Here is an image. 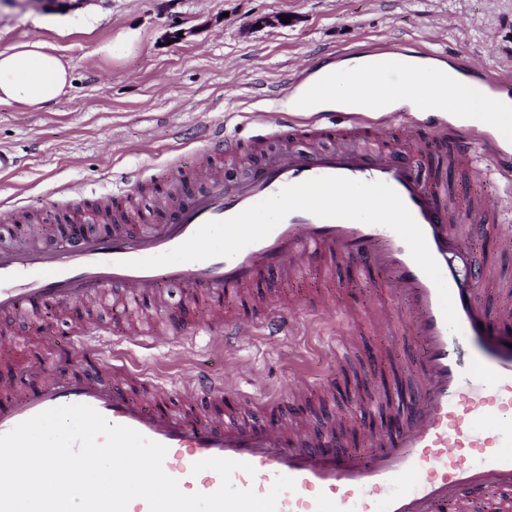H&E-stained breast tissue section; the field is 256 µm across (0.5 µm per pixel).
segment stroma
<instances>
[{
    "label": "stroma",
    "instance_id": "stroma-1",
    "mask_svg": "<svg viewBox=\"0 0 512 512\" xmlns=\"http://www.w3.org/2000/svg\"><path fill=\"white\" fill-rule=\"evenodd\" d=\"M276 14L289 16V24L258 25V18ZM31 40L55 47L69 66L71 85L43 108L0 103V149L16 159L0 172V205H21L33 218L29 224L0 221L1 248L22 247L33 233L58 245V228L67 219L97 231L88 218L122 170L140 179L124 223H153L151 187L168 177L170 159H177L185 186L196 187L198 152L213 130L240 139L256 134L253 115L286 108L306 93L317 69L378 45L469 69L473 80L512 98V0H88L67 12L49 9L45 0H0V49ZM307 118L289 112L265 150L245 149L225 162V185L264 164ZM467 131L470 160L452 165L437 156L432 163L458 207L482 195L503 201L494 223L463 229V245L485 274L480 299L492 313L512 303V254L495 245L499 232L512 228V178L485 153L496 146L494 136L477 124ZM256 292L282 305L302 300L290 312L293 331L261 335L232 350L214 348L203 332L216 311L233 317L245 310L234 296L217 308L167 286L163 307L153 315L96 297L82 307L110 329L142 322L162 331L186 324L202 332L185 355L104 343L101 369L121 359L132 371L173 385L203 370L223 378L228 390L258 399L286 390L301 374L309 388L307 414L333 421L350 448L368 450L361 424L387 425V404L413 385L408 364L416 352L405 301L377 288L374 279L352 278L338 257L305 266L288 280L267 274ZM377 309L389 316L386 329L371 323ZM75 334L73 324L44 308L16 326L12 343H0V368L36 384L39 360L71 352Z\"/></svg>",
    "mask_w": 512,
    "mask_h": 512
}]
</instances>
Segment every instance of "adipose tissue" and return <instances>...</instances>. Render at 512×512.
Returning a JSON list of instances; mask_svg holds the SVG:
<instances>
[{"instance_id": "ef3b65f1", "label": "adipose tissue", "mask_w": 512, "mask_h": 512, "mask_svg": "<svg viewBox=\"0 0 512 512\" xmlns=\"http://www.w3.org/2000/svg\"><path fill=\"white\" fill-rule=\"evenodd\" d=\"M442 71L446 82L440 85L418 58L393 55L377 61L361 55L344 62L343 86L319 97L318 102L366 109L377 95L372 82L377 75L402 86L419 87L422 91L419 102L429 112H446L443 94L449 91L456 102L454 112H447L449 122L468 125L473 118H480L501 146L512 148V98L502 95L491 99L487 88L480 83H457V72L452 66H443ZM70 84L68 69L46 42L27 41L0 50V102L39 107L60 97Z\"/></svg>"}]
</instances>
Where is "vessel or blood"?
Returning a JSON list of instances; mask_svg holds the SVG:
<instances>
[{"label": "vessel or blood", "mask_w": 512, "mask_h": 512, "mask_svg": "<svg viewBox=\"0 0 512 512\" xmlns=\"http://www.w3.org/2000/svg\"><path fill=\"white\" fill-rule=\"evenodd\" d=\"M366 146L338 144L313 152L288 150L273 156L234 186L224 184V169L201 166L205 187L172 194L155 191L160 225L131 229L117 224L104 234H88L55 248L32 240L0 250V319L21 323L31 309L66 303L80 308L92 295L112 289L133 300H149L166 284H178L216 301L254 285L260 274L288 273L299 261L337 255L360 276L377 270L384 284L403 297L417 345L413 366L418 389L403 421L371 440V451L348 448L334 429L288 428L284 421H259L257 409L243 401L224 403V382L200 373L183 384L180 410L167 396L142 395L91 374L58 367L36 387L11 375L0 376V434L36 414L62 405L86 404L110 423L131 427L166 446L163 469L187 494L215 492L221 480L211 470L193 473L196 462L225 458L252 465L234 471L235 487L264 495L277 477L295 487L283 491L276 512H446L448 501L466 489L512 491V305L488 316L479 301L484 275L472 270L460 227L484 224L502 207L500 198L482 196L466 209L447 204L437 184L423 180L430 142L457 158L469 145L453 128L407 144H388L383 122L365 121ZM337 176L381 181L393 188L421 227L429 251L450 290L461 326L452 332L443 317L434 282L412 259L404 241L389 227L348 219L289 213L263 240L231 258L215 257L141 269L133 262L163 254L210 221L226 220L278 193L315 177ZM291 325L275 305L262 321L221 320L212 334L217 346L239 347L254 336H277ZM104 327L83 318L79 347L92 357ZM186 345L191 335L145 333L126 326L121 340Z\"/></svg>", "instance_id": "obj_1"}]
</instances>
